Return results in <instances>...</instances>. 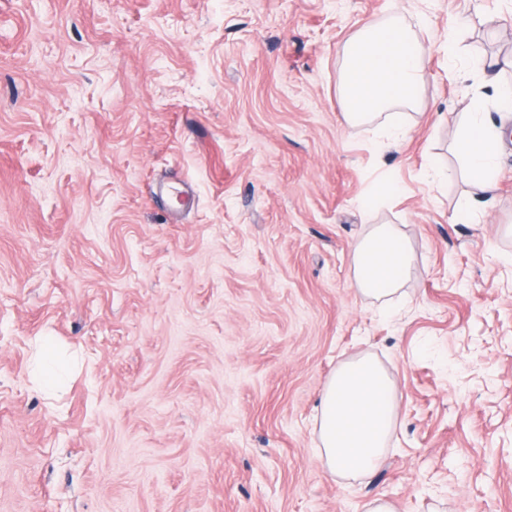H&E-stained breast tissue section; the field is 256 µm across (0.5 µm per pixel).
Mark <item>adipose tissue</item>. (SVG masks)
Returning a JSON list of instances; mask_svg holds the SVG:
<instances>
[{
  "mask_svg": "<svg viewBox=\"0 0 512 512\" xmlns=\"http://www.w3.org/2000/svg\"><path fill=\"white\" fill-rule=\"evenodd\" d=\"M425 48L400 18L365 23L344 48L343 108L361 126L382 121L388 138L407 134L399 107L413 106ZM501 130L487 113H471L458 144L459 160L475 187L491 191L497 179ZM408 237L391 224H377L353 255L355 286L364 296L390 302L409 279ZM397 420L394 382L372 357L341 365L326 384L317 421L320 457L341 478L373 472Z\"/></svg>",
  "mask_w": 512,
  "mask_h": 512,
  "instance_id": "1",
  "label": "adipose tissue"
}]
</instances>
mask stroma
<instances>
[{"label":"stroma","instance_id":"1","mask_svg":"<svg viewBox=\"0 0 512 512\" xmlns=\"http://www.w3.org/2000/svg\"><path fill=\"white\" fill-rule=\"evenodd\" d=\"M402 17L411 132L343 115L341 49ZM450 34L444 45L442 34ZM512 0H0V512H512ZM499 119L491 200L455 152ZM410 239L389 308L355 288ZM69 374L46 393L35 339ZM398 403L381 465L332 475L343 363ZM411 264L408 237L394 225H374L354 250L355 287L366 297L388 303L408 281Z\"/></svg>","mask_w":512,"mask_h":512}]
</instances>
